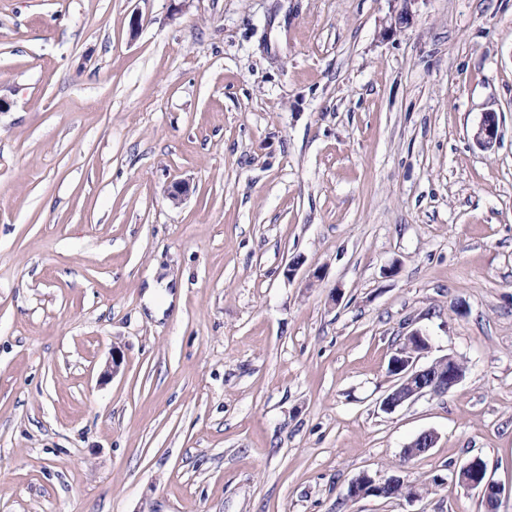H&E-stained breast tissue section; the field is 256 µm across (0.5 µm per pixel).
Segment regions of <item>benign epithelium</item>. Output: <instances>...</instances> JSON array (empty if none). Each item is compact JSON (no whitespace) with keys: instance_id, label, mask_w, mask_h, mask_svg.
<instances>
[{"instance_id":"obj_1","label":"benign epithelium","mask_w":512,"mask_h":512,"mask_svg":"<svg viewBox=\"0 0 512 512\" xmlns=\"http://www.w3.org/2000/svg\"><path fill=\"white\" fill-rule=\"evenodd\" d=\"M499 138L496 114L485 113L476 132L478 144L485 149H491ZM414 339L429 342V336L418 329L403 336V342L395 350L388 367L392 384L382 401V407L386 411H392L425 394L446 395L465 376V373L458 368L457 360L450 354L438 357L424 366L417 365L418 358L405 356ZM437 441L438 436L434 431H424L403 448V458L406 460L418 458L435 447ZM472 469H474V461L470 460L456 472V479L459 484L480 495L487 507V512H495L501 487L491 479L487 470L483 469L471 476L469 471Z\"/></svg>"}]
</instances>
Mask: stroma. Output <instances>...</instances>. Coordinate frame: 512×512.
<instances>
[{"instance_id": "obj_1", "label": "stroma", "mask_w": 512, "mask_h": 512, "mask_svg": "<svg viewBox=\"0 0 512 512\" xmlns=\"http://www.w3.org/2000/svg\"><path fill=\"white\" fill-rule=\"evenodd\" d=\"M400 8L0 0V512H512V0ZM475 136L481 147L484 149L493 148L500 138L499 125L495 113L487 112L484 114ZM422 340L431 349L429 336L421 330H413L403 336V342L392 355L388 373L393 383L389 387L382 401L386 411L395 410L425 394L446 395L456 387L464 378L465 372L458 368V363L452 355L446 354L434 359L432 362L417 366L419 356L406 357L405 352L412 346V340ZM448 365V371H444ZM438 436L432 430L424 431L414 438L406 447L403 449V458L405 460H412L418 458L430 451L437 444ZM421 443L418 445L417 443ZM420 448V449H416ZM475 460H469L461 466L456 472L455 477L459 484L469 490H475L482 501L485 503L488 512L495 511V506L499 501L501 495V487L495 483L488 475L487 468L482 469L479 473H473L472 477H469V471L475 469Z\"/></svg>"}]
</instances>
